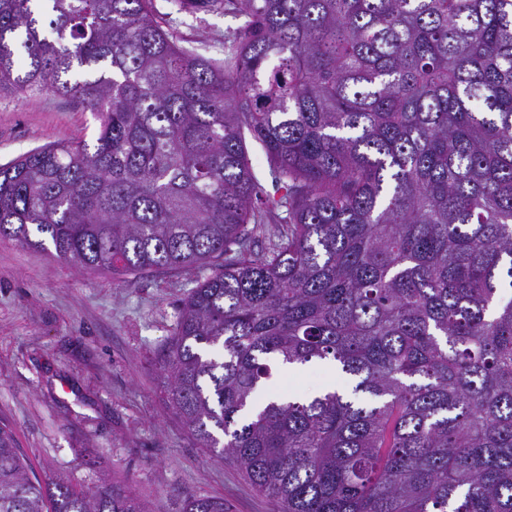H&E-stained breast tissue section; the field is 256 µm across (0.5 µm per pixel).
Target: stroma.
Masks as SVG:
<instances>
[{"instance_id": "35a3bbf8", "label": "stroma", "mask_w": 512, "mask_h": 512, "mask_svg": "<svg viewBox=\"0 0 512 512\" xmlns=\"http://www.w3.org/2000/svg\"><path fill=\"white\" fill-rule=\"evenodd\" d=\"M156 8L186 46L223 59L231 18L175 0H156ZM97 126L53 94H2L0 165L47 143L93 140ZM221 265L124 282L0 241V421L11 426L29 474L83 486L113 481L150 512H182L191 497L223 499L226 512H273L231 460L198 447L161 394L156 361L177 309L197 279ZM335 375L311 364L279 370L271 384L313 394Z\"/></svg>"}]
</instances>
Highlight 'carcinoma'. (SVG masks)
<instances>
[{
  "mask_svg": "<svg viewBox=\"0 0 512 512\" xmlns=\"http://www.w3.org/2000/svg\"><path fill=\"white\" fill-rule=\"evenodd\" d=\"M195 2L240 20L222 62L154 0H0V92L99 121L0 165V239L122 279L224 257L157 365L275 512H512V0ZM272 362L352 392L272 398ZM0 512L148 509L31 479L3 425ZM246 148L249 161L259 183L265 191L273 195L276 189L275 182L262 147L248 136L246 137Z\"/></svg>",
  "mask_w": 512,
  "mask_h": 512,
  "instance_id": "obj_1",
  "label": "carcinoma"
}]
</instances>
